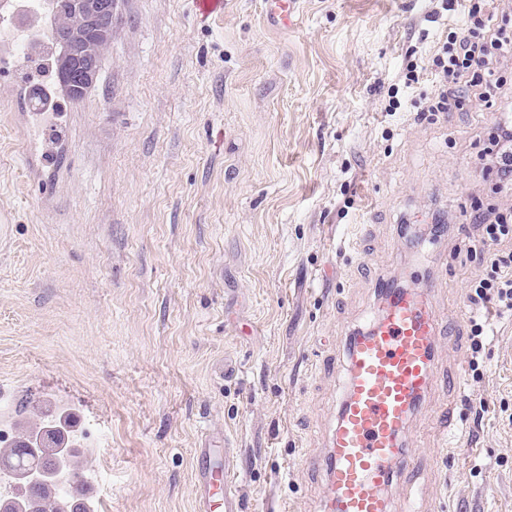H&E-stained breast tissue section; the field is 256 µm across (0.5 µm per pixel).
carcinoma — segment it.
I'll return each mask as SVG.
<instances>
[{
	"label": "carcinoma",
	"instance_id": "cac0c4a2",
	"mask_svg": "<svg viewBox=\"0 0 512 512\" xmlns=\"http://www.w3.org/2000/svg\"><path fill=\"white\" fill-rule=\"evenodd\" d=\"M62 57L52 60L53 85L69 102L77 100L61 81ZM39 422L27 426L8 448H0V476L10 490L0 494V512H87L78 485V450L57 418L36 408Z\"/></svg>",
	"mask_w": 512,
	"mask_h": 512
}]
</instances>
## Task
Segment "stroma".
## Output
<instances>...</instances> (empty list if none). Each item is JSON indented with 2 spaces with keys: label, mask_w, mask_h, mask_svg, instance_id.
Wrapping results in <instances>:
<instances>
[{
  "label": "stroma",
  "mask_w": 512,
  "mask_h": 512,
  "mask_svg": "<svg viewBox=\"0 0 512 512\" xmlns=\"http://www.w3.org/2000/svg\"><path fill=\"white\" fill-rule=\"evenodd\" d=\"M434 0H122L70 134L29 154V92L0 79V432L30 399L67 409L93 512H193L195 450L226 448L244 512H324L347 338L378 278L427 283L448 321L414 410V484L393 512H512V312L486 305L471 370L468 253L494 204L490 105L415 120L397 81L461 26ZM402 103L387 113L390 92ZM452 214L413 244L402 224ZM455 427L437 432L440 402ZM482 405L481 420L469 408Z\"/></svg>",
  "instance_id": "1"
}]
</instances>
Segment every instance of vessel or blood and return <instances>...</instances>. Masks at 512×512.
Wrapping results in <instances>:
<instances>
[{"label":"vessel or blood","instance_id":"obj_1","mask_svg":"<svg viewBox=\"0 0 512 512\" xmlns=\"http://www.w3.org/2000/svg\"><path fill=\"white\" fill-rule=\"evenodd\" d=\"M388 298L371 328L351 336L343 364V397L330 436L329 512H388L384 488L414 463L407 449L410 415L436 382L434 356L448 324L427 304L387 281ZM196 512H242L229 491H217L226 472L222 451H197Z\"/></svg>","mask_w":512,"mask_h":512}]
</instances>
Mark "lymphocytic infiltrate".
<instances>
[{
    "mask_svg": "<svg viewBox=\"0 0 512 512\" xmlns=\"http://www.w3.org/2000/svg\"><path fill=\"white\" fill-rule=\"evenodd\" d=\"M512 9V0H469L461 28L450 31L447 40L422 63L409 64L405 85L419 82L424 71L435 75L431 112H464L480 102L504 98L502 71L512 61V30L494 24L495 13ZM484 169L494 175L498 192L512 199V113L502 112L495 123L492 146L484 157ZM480 228L478 244L491 257V274L474 282L472 306L494 303L512 310V251H501L512 241V212L488 217L475 215Z\"/></svg>",
    "mask_w": 512,
    "mask_h": 512,
    "instance_id": "1",
    "label": "lymphocytic infiltrate"
}]
</instances>
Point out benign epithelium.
Instances as JSON below:
<instances>
[{"label": "benign epithelium", "mask_w": 512, "mask_h": 512, "mask_svg": "<svg viewBox=\"0 0 512 512\" xmlns=\"http://www.w3.org/2000/svg\"><path fill=\"white\" fill-rule=\"evenodd\" d=\"M116 0H61L59 9L69 21L56 33L63 59L78 64L82 71L77 90L85 95L94 84L98 71L95 46L112 41Z\"/></svg>", "instance_id": "1"}]
</instances>
